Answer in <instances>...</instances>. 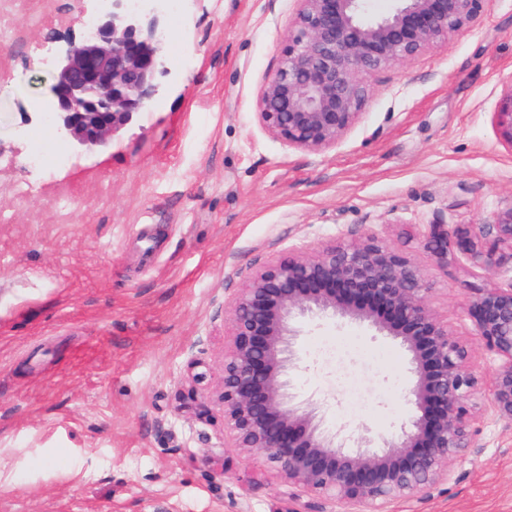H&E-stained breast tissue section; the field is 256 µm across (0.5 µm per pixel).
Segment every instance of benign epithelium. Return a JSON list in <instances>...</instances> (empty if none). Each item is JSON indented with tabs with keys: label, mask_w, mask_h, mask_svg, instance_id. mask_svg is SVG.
I'll return each mask as SVG.
<instances>
[{
	"label": "benign epithelium",
	"mask_w": 512,
	"mask_h": 512,
	"mask_svg": "<svg viewBox=\"0 0 512 512\" xmlns=\"http://www.w3.org/2000/svg\"><path fill=\"white\" fill-rule=\"evenodd\" d=\"M79 16L95 15L79 43L50 61L47 88L58 134L74 147H103L146 110L169 74L161 54L162 4L149 0H82ZM298 9L277 67L257 98L264 130L288 147L321 152L360 121L367 77L410 62L470 28L483 0H392L367 17V0H296ZM497 132L512 147V88L494 113ZM424 247L448 267L457 250L475 266L498 267L512 257V205L490 224H430ZM430 285L405 254L373 236L328 246L306 258H272L253 267L231 302V340L224 350L218 402L235 448L262 456L288 483V499L308 498L307 512L334 499L348 512H386L449 480V464L471 447L479 380L467 345L430 312ZM475 335L498 361L489 409L512 421V281L478 288L469 308ZM355 321L408 355L405 389L415 414L389 436L369 432L346 450V439L321 427L313 408L291 404L289 371L298 361L301 319Z\"/></svg>",
	"instance_id": "1"
}]
</instances>
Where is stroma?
Wrapping results in <instances>:
<instances>
[{"label": "stroma", "mask_w": 512, "mask_h": 512, "mask_svg": "<svg viewBox=\"0 0 512 512\" xmlns=\"http://www.w3.org/2000/svg\"><path fill=\"white\" fill-rule=\"evenodd\" d=\"M76 0H0V512H302L288 485L231 447L216 402L230 305L250 267L372 235L431 285L429 309L497 366L468 316L476 289L512 281L460 253L440 267L427 225L488 224L512 204V147L494 123L512 88V0L408 63L375 73L358 125L319 153L256 116L295 0H182L167 14L171 70L152 106L104 148L24 126ZM61 165H29L31 131ZM37 190L17 200L12 188ZM352 346L326 351L333 338ZM390 354L389 363L370 359ZM329 432L390 433L411 407L407 356L355 324L305 326L289 374ZM448 483L391 512H512V423L479 414Z\"/></svg>", "instance_id": "1"}]
</instances>
